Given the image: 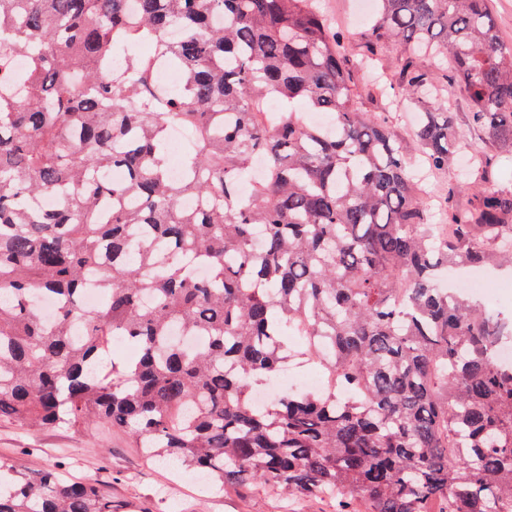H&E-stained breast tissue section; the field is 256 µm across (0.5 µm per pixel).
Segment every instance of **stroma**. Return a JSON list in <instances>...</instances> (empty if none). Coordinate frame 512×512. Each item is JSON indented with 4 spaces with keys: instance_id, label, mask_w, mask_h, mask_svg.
Listing matches in <instances>:
<instances>
[{
    "instance_id": "obj_1",
    "label": "stroma",
    "mask_w": 512,
    "mask_h": 512,
    "mask_svg": "<svg viewBox=\"0 0 512 512\" xmlns=\"http://www.w3.org/2000/svg\"><path fill=\"white\" fill-rule=\"evenodd\" d=\"M319 8L331 28L349 33L348 52L360 57L363 52L356 25L355 0H318ZM400 46L386 45L378 54L372 69L358 71L354 80L366 99L367 111L377 113L405 141H412L418 109L400 99L379 102L368 98L371 85L383 82L399 84ZM465 170L451 165L441 174H429L420 186L429 213L437 211V197L448 183H462L456 199L458 205L474 203L480 187L465 184ZM34 469L55 466L67 480H91L101 484L112 498V512H336L332 499L288 500L261 487L228 489L214 494L201 475L166 463L149 459L135 448L122 430L98 425L74 432L61 427L23 428L14 422L0 420V466Z\"/></svg>"
}]
</instances>
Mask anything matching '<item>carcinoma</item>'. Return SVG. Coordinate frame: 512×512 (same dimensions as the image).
<instances>
[{
    "instance_id": "cac0c4a2",
    "label": "carcinoma",
    "mask_w": 512,
    "mask_h": 512,
    "mask_svg": "<svg viewBox=\"0 0 512 512\" xmlns=\"http://www.w3.org/2000/svg\"><path fill=\"white\" fill-rule=\"evenodd\" d=\"M363 39L364 62L404 48L413 146L363 110L346 34L315 0H0V418L121 427L218 492L512 512V364L495 358L512 315L442 283L452 265H512V195L482 157L477 203L456 206L450 184L432 224L409 169L419 151L445 171L465 144L455 84L512 154V45L488 0H379ZM161 70L179 82L160 88ZM173 125L193 136L177 178ZM39 294L60 302L51 322ZM117 341L133 354L107 364ZM294 356L324 387L255 405ZM0 512L112 500L54 468L0 467Z\"/></svg>"
}]
</instances>
